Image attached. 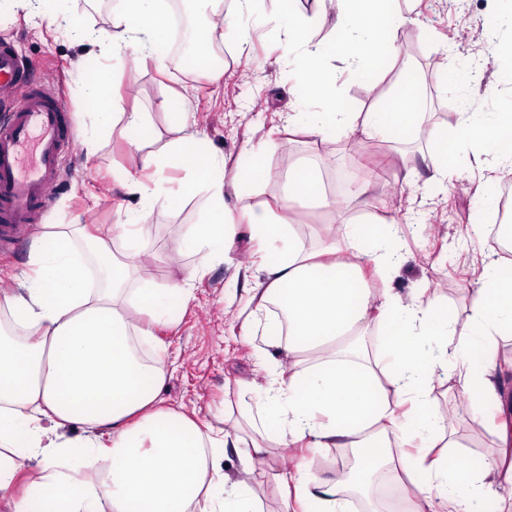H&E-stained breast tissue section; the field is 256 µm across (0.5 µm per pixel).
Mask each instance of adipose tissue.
Returning <instances> with one entry per match:
<instances>
[{
  "mask_svg": "<svg viewBox=\"0 0 512 512\" xmlns=\"http://www.w3.org/2000/svg\"><path fill=\"white\" fill-rule=\"evenodd\" d=\"M68 0H8L13 18L56 32L74 24ZM114 33L99 39L102 54L132 50L137 61L161 55L168 27L163 0H117ZM265 0H234L231 11L203 16L200 37L210 41L225 27L239 51L250 42L240 17L260 13ZM283 37L282 61L294 62L315 106L282 116L288 134L308 133L337 141L361 129L371 140L406 141L423 136L425 115L416 104L417 83L396 84L388 104L356 126L336 93L341 71L360 73L378 62L415 16L399 0H336V36L314 41L319 14L272 13ZM338 57L343 70L328 64ZM110 77L100 70L90 100L99 110L100 130L83 136L87 156H96L102 136L128 139L134 157L119 181L136 200L139 221L116 224L111 237L84 224H47L33 240L28 273L15 289L0 294L12 326L0 333V503L8 512H34L37 490H45L49 512H264L251 476L271 448L288 445L322 451L348 448L355 467L320 476L304 466L279 472L272 488L279 512H349L350 494H368L377 476L398 492V505L369 512H485L483 494L500 490V512H512V415L491 417L497 455L473 468L450 459L454 433L432 408L437 376L456 381L474 413L484 400L500 399V380L512 372V357L491 353L512 340V260L485 253L472 290L468 338L449 353L448 313L425 289L410 296L393 283L406 261L396 225L363 228L344 217L367 186H347L327 196L316 164L289 170L282 192L262 204L248 201L252 184L269 180L264 155L281 148L267 137L246 142L250 167L226 177L222 155L175 123V136L158 151L141 154L146 113L110 112L98 93ZM444 148H469L473 161L491 173L512 172V99L483 112L460 113ZM196 147L195 179L184 194L204 190L206 208L183 246L202 254L206 264L232 263L240 234L256 241L253 253L260 281L245 309L257 315L278 305L284 322L271 321L265 334L279 347L256 401V412L232 429L200 424L162 408L166 376L138 353L154 342L163 306L172 296L190 301L204 267L188 270L166 288H133V262L150 234L147 219L165 191L163 172L182 166L187 147ZM233 194L236 208L224 203ZM341 217V237L317 236L305 246L296 216L312 205ZM379 281L373 292L370 281ZM383 331L385 351L361 344L369 328ZM250 436L241 470L230 475L218 457L229 440ZM39 477L18 490L30 464Z\"/></svg>",
  "mask_w": 512,
  "mask_h": 512,
  "instance_id": "ef3b65f1",
  "label": "adipose tissue"
}]
</instances>
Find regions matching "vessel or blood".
<instances>
[{
    "mask_svg": "<svg viewBox=\"0 0 512 512\" xmlns=\"http://www.w3.org/2000/svg\"><path fill=\"white\" fill-rule=\"evenodd\" d=\"M0 84L24 89L0 123V245L6 247L20 225L35 223L44 213L77 130L53 83L31 81L17 51L3 43Z\"/></svg>",
    "mask_w": 512,
    "mask_h": 512,
    "instance_id": "b4317fda",
    "label": "vessel or blood"
}]
</instances>
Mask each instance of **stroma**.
<instances>
[{"label":"stroma","instance_id":"1","mask_svg":"<svg viewBox=\"0 0 512 512\" xmlns=\"http://www.w3.org/2000/svg\"><path fill=\"white\" fill-rule=\"evenodd\" d=\"M495 5V0H409L419 21L398 32L393 58L374 77L342 76L340 98L348 111L365 114L390 96L400 78L402 60H411L423 87L418 101L425 114L422 138L402 143L368 141L357 129L348 138L327 142L298 134L287 149L265 155L273 180L250 189L252 203L269 199L280 191L289 168L306 159L317 161L330 179L371 184V192L361 198L351 220L357 225H397L407 261L394 286L405 297L422 285L440 297L453 322L448 336L452 350L466 339L470 289L490 246L487 240L467 237L466 227L489 223L496 211L477 191L487 174L470 162L467 153L454 159L456 173L447 191L428 195L422 185L435 163L438 134L453 131L457 123L458 100L449 89V74L467 76L472 111L492 107L506 93L502 87L489 92L493 77L479 66L496 46V34L486 25ZM69 10L80 25L66 34L41 37L24 22L8 21L0 26V42L12 43L35 77L57 79L62 96L74 111L78 130H85L93 119L85 81L104 63L122 87L132 88L136 94L135 99L112 103V111H130L136 103L150 114L149 127L139 135L146 150H159L172 139V116L163 103L178 90L189 99L191 130L198 133L204 147L223 154L230 175L250 163L249 156L241 152L246 140L265 138L277 125L279 113L307 109L303 93L290 91L297 76L273 63L279 53V36L271 22L253 21L252 60L248 63L237 59L228 32L216 36V43L226 50L224 82L216 85L177 69L167 54L160 61L139 64L129 52L106 62L88 54L89 43L112 27V0H70ZM130 164L123 140L105 136L102 149L91 161L85 158L82 141H75L40 223L23 227L14 248L0 252V289L16 287L17 276L27 269L33 238L43 225L68 224L77 218L104 234L111 225L131 222V214L118 208L123 194L112 178L114 170ZM204 201L200 194L154 205L148 219L151 234L144 253L136 259L153 287L179 281L189 269L201 265V255L180 250L179 245L198 221ZM254 249L248 237L237 239L233 264L211 266L196 283L189 303L170 298L168 319L155 330L158 342L151 353L166 372L163 405L200 423L222 414L227 396L240 393L246 402L255 403L251 386L264 380L268 359L264 326L271 316L263 313L248 323L240 314L248 288L255 285ZM233 280L238 283L234 289L229 286ZM434 396L437 414L451 418L456 430L460 446L454 449V456L474 468L490 461L496 453L495 437L472 414L467 401L445 381L436 383ZM302 459L320 475L347 464L341 448L314 455L301 454L292 447L274 449L269 466L253 475L270 512L276 506L269 494L274 474Z\"/></svg>","mask_w":512,"mask_h":512}]
</instances>
